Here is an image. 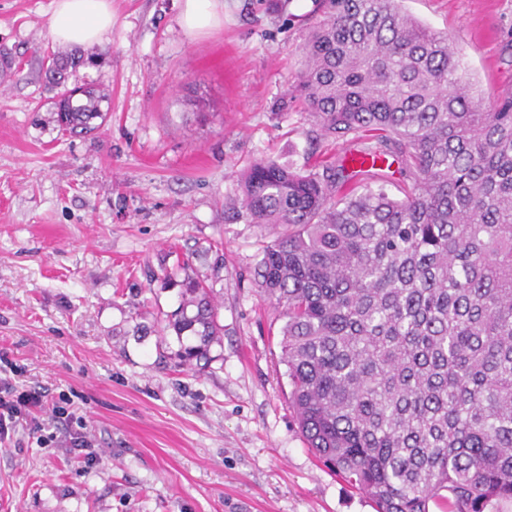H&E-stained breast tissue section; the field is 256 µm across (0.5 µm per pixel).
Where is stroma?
<instances>
[{
    "label": "stroma",
    "mask_w": 512,
    "mask_h": 512,
    "mask_svg": "<svg viewBox=\"0 0 512 512\" xmlns=\"http://www.w3.org/2000/svg\"><path fill=\"white\" fill-rule=\"evenodd\" d=\"M54 0H0V369L16 393L66 403L92 440L59 447L47 414L35 439L0 441V512H375L308 449L289 403L281 308L254 281L280 224L228 210L266 157L319 169L349 143L313 139L292 95L316 0H224L200 34L182 0H112L101 44L48 32ZM454 40L486 98L512 89V0H401ZM95 53L69 85L108 95L94 131L56 122L45 69ZM187 265L218 302L220 342L180 367L166 317Z\"/></svg>",
    "instance_id": "stroma-1"
}]
</instances>
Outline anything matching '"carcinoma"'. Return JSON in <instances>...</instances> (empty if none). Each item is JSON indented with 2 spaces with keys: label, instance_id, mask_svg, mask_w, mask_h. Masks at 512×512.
<instances>
[{
  "label": "carcinoma",
  "instance_id": "carcinoma-1",
  "mask_svg": "<svg viewBox=\"0 0 512 512\" xmlns=\"http://www.w3.org/2000/svg\"><path fill=\"white\" fill-rule=\"evenodd\" d=\"M293 92L319 135L377 133L322 171L269 158L231 208L288 233L256 263L283 310L282 361L308 447L376 512H490L512 502V92L474 90L448 35L399 0H324ZM76 60L52 55L65 84ZM99 87L67 90L57 123L105 119ZM410 183L386 191L385 168ZM168 328L182 365L223 327L204 282L185 277Z\"/></svg>",
  "mask_w": 512,
  "mask_h": 512
}]
</instances>
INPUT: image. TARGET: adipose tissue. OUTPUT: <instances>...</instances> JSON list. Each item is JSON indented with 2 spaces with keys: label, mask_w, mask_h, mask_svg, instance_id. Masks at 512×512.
<instances>
[{
  "label": "adipose tissue",
  "mask_w": 512,
  "mask_h": 512,
  "mask_svg": "<svg viewBox=\"0 0 512 512\" xmlns=\"http://www.w3.org/2000/svg\"><path fill=\"white\" fill-rule=\"evenodd\" d=\"M223 14L222 0H183L181 21L196 34L218 25ZM112 21L111 0H56L48 28L55 42L93 45L103 42Z\"/></svg>",
  "instance_id": "obj_1"
}]
</instances>
